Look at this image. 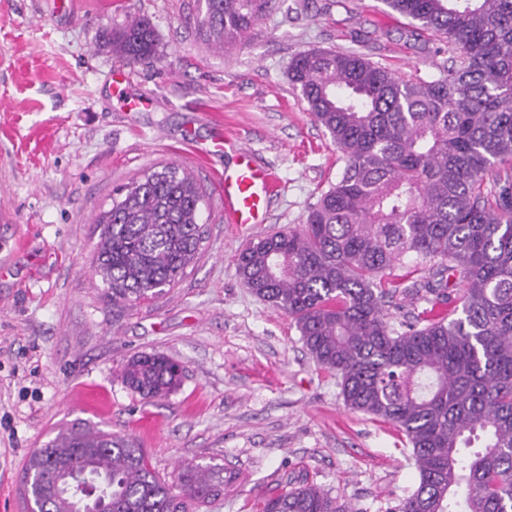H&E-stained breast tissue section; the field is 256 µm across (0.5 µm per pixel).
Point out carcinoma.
<instances>
[{"mask_svg": "<svg viewBox=\"0 0 512 512\" xmlns=\"http://www.w3.org/2000/svg\"><path fill=\"white\" fill-rule=\"evenodd\" d=\"M272 0H204L198 26L228 51ZM445 38L452 67L416 83L353 51L311 49L289 80L345 159L299 230L249 242L237 272L286 312L315 363L336 373L345 405L393 424L412 448L416 488L396 512H512V0H383ZM112 53L150 66L157 39L145 17L112 31ZM494 173L490 185L484 178ZM205 191L176 165L144 171L96 220L94 272L112 305L163 293L198 255ZM411 258L424 276L402 287ZM439 264H433V261ZM460 273L457 316L394 327L385 299L447 296ZM181 365L132 357L126 388L168 396ZM95 483L74 494L66 473ZM48 512H191L237 480L222 464H191L168 484L143 449L84 429L34 451ZM260 512H348L331 492L287 477Z\"/></svg>", "mask_w": 512, "mask_h": 512, "instance_id": "carcinoma-1", "label": "carcinoma"}]
</instances>
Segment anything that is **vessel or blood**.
<instances>
[{
    "mask_svg": "<svg viewBox=\"0 0 512 512\" xmlns=\"http://www.w3.org/2000/svg\"><path fill=\"white\" fill-rule=\"evenodd\" d=\"M278 187L270 169L256 165L248 151H241L236 168L224 173L220 182L228 222L263 223L268 201Z\"/></svg>",
    "mask_w": 512,
    "mask_h": 512,
    "instance_id": "1",
    "label": "vessel or blood"
}]
</instances>
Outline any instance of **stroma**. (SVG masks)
I'll return each instance as SVG.
<instances>
[{
  "label": "stroma",
  "instance_id": "obj_1",
  "mask_svg": "<svg viewBox=\"0 0 512 512\" xmlns=\"http://www.w3.org/2000/svg\"><path fill=\"white\" fill-rule=\"evenodd\" d=\"M0 0V512H25L31 453L74 427L143 448L162 477L190 463L238 470L202 512H259L288 476L331 491L350 512H394L418 483L391 423L348 409L335 373L306 353L283 311L237 273L252 240L297 230L345 161L288 79L312 49L353 50L404 80L449 65L442 36L418 32L383 0H272L249 38L211 48L203 0ZM148 18L149 67H119L109 31ZM120 72L137 106L112 92ZM227 143L210 152L217 135ZM281 187L262 224L232 227L219 189L238 147ZM175 164L206 190L201 252L155 298L113 306L93 273L94 220L116 187ZM160 352L181 386L146 400L121 371Z\"/></svg>",
  "mask_w": 512,
  "mask_h": 512
}]
</instances>
